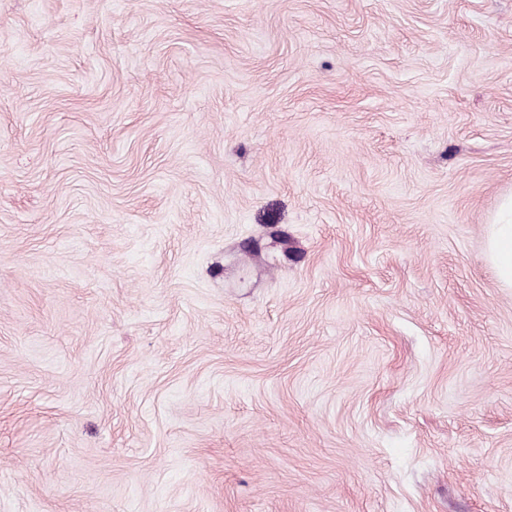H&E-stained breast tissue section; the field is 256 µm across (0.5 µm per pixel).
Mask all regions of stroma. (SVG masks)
Here are the masks:
<instances>
[{"label":"stroma","mask_w":512,"mask_h":512,"mask_svg":"<svg viewBox=\"0 0 512 512\" xmlns=\"http://www.w3.org/2000/svg\"><path fill=\"white\" fill-rule=\"evenodd\" d=\"M512 0H0V512H512ZM486 258L502 288H512V195L506 196L488 226Z\"/></svg>","instance_id":"obj_1"}]
</instances>
